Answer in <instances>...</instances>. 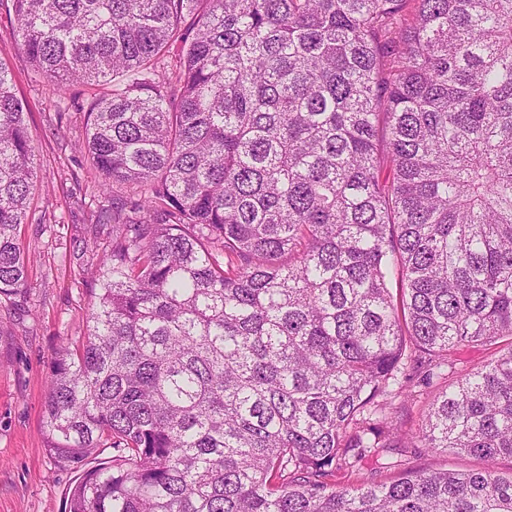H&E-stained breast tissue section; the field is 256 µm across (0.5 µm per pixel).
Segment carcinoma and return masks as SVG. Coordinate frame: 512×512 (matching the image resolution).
<instances>
[{"instance_id": "cac0c4a2", "label": "carcinoma", "mask_w": 512, "mask_h": 512, "mask_svg": "<svg viewBox=\"0 0 512 512\" xmlns=\"http://www.w3.org/2000/svg\"><path fill=\"white\" fill-rule=\"evenodd\" d=\"M2 9L54 91L107 85L83 149L134 193L44 396L50 452L121 451L68 512H512V0ZM39 171L0 53L3 296ZM478 346L418 442L485 467H356L401 465L403 366Z\"/></svg>"}]
</instances>
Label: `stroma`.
Returning a JSON list of instances; mask_svg holds the SVG:
<instances>
[{"mask_svg":"<svg viewBox=\"0 0 512 512\" xmlns=\"http://www.w3.org/2000/svg\"><path fill=\"white\" fill-rule=\"evenodd\" d=\"M15 28L14 18L0 13V50L26 105L41 171L20 235L31 289L23 297L0 296V512H65L76 479L95 459L55 458L41 421L51 362L63 343L86 335L95 269L112 241L111 226L97 222L112 193L102 189L100 173L80 150L86 104L103 88L77 84L53 93L45 75L16 48ZM493 356L481 347L457 351L441 379L414 385L398 401L403 433L414 434L424 424L442 387Z\"/></svg>","mask_w":512,"mask_h":512,"instance_id":"1","label":"stroma"}]
</instances>
